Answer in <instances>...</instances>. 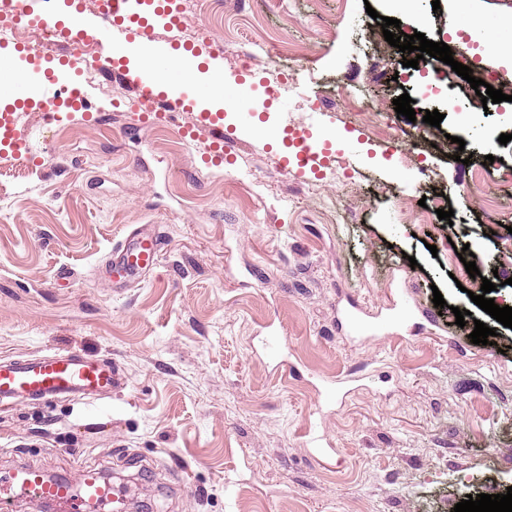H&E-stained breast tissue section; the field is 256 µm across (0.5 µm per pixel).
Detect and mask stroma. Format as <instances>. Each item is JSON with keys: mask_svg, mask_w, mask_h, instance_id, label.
<instances>
[{"mask_svg": "<svg viewBox=\"0 0 512 512\" xmlns=\"http://www.w3.org/2000/svg\"><path fill=\"white\" fill-rule=\"evenodd\" d=\"M174 2L210 31L199 56L220 46L224 99L250 87L255 120L225 114L217 165L199 155L212 132L197 80L171 126L144 123L110 70L57 125L33 101L14 112L31 169L0 191V357L75 351L111 360L118 381L100 400L0 407V472L117 474L129 512H454L470 489L504 493L512 329L471 301L456 249L505 266L512 141L481 140L512 133V0ZM386 17L435 42L467 30L454 59H481L507 101L483 116L454 74L469 111L437 127L398 115L401 93L433 101L419 78L394 83ZM301 127L324 166L299 169L284 146ZM438 194L452 221L400 222ZM139 224L158 228L159 264L114 292L101 268ZM351 304L375 334L348 329ZM478 321L495 344L471 342Z\"/></svg>", "mask_w": 512, "mask_h": 512, "instance_id": "1", "label": "stroma"}]
</instances>
